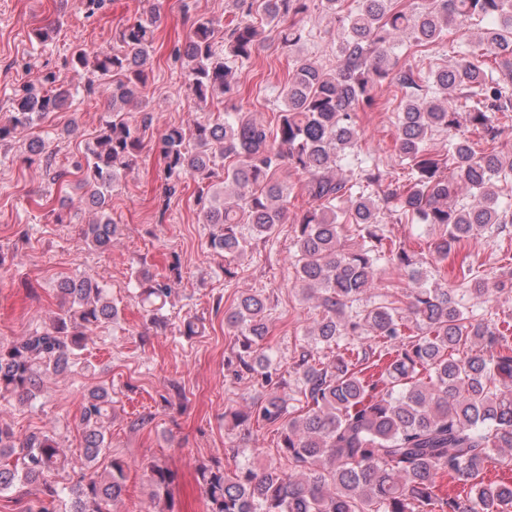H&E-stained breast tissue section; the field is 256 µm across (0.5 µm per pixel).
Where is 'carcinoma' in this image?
Segmentation results:
<instances>
[{
	"mask_svg": "<svg viewBox=\"0 0 512 512\" xmlns=\"http://www.w3.org/2000/svg\"><path fill=\"white\" fill-rule=\"evenodd\" d=\"M233 2L238 19L224 34V47L214 39L220 22L203 17L177 56L196 102L206 106L221 99L225 112L222 123L170 126L161 134L157 150L165 161L167 192H176L188 177L201 184L197 205L215 229L210 247L224 255V277L231 279L235 270L228 261L244 256L253 240L274 242L277 226L284 223L289 187L279 179L281 168L307 175L312 205L296 221L297 279L321 317L309 331L314 345L301 347L294 361L307 410L293 416L288 382L269 370L262 346L268 334L265 300L246 293L224 311V322L234 331V358L228 364L238 376H260L271 389L260 405L228 416L237 427L254 421L275 428L277 452L288 460V471L272 464L258 470L238 463L231 471L219 463L201 466L207 512H507L512 476L492 479L487 471L491 464L512 471V338L459 307L447 288L429 278L415 252L401 246L386 251L383 240L391 216L438 225L444 233L433 252L445 260L476 232L512 223L493 191L496 182H512V152L493 147L478 153L470 140L478 132L494 141L490 113L512 112V0H428L420 11L412 0H352L347 6L345 0ZM314 9L340 31L333 68L293 54L316 37L300 23ZM473 18L487 23L481 44L494 64L471 51L449 67L400 62L403 44H439L449 27ZM161 23L155 7L120 31L112 51L92 60L75 52L74 70L112 80V118L72 169H54L52 156L44 155L52 181L73 174L75 187L86 190L96 218L84 234L100 250L111 247L117 235L106 213L108 201L142 148L127 109L146 86L144 65ZM271 32L292 54L272 129L236 105L239 70ZM383 83L402 93L392 144L409 169L401 188L376 162L362 159L349 175L338 167L359 146L358 113L375 107V90ZM456 91L464 102L455 100ZM69 96L61 84L45 91L22 86L9 123L0 124V142L62 109ZM437 132L449 135L443 154L428 149ZM227 158L235 163L224 170L221 188L217 169ZM450 165L453 182L442 175ZM460 189L468 190L471 203L458 202ZM345 224L364 231L360 247L344 248ZM245 225L248 237L242 233ZM380 262L404 269L415 283L408 306L414 334L406 333L394 302L362 303V296L376 288ZM461 271L469 293L492 292L472 268L463 265ZM179 276L176 263L167 277L135 271L138 297L161 329L169 326L162 310ZM57 291L61 305L50 327L0 344L1 401H31L43 379L65 370L94 330L117 315L104 288L89 275L67 278ZM204 331V319L195 315L178 324L186 338ZM371 337L385 340V346L340 349L342 341ZM111 409L107 388L89 390L79 418L87 465L72 473L54 436L41 431L21 436L0 424V456L15 458L12 465H0V493L35 486V498L23 512H56L65 499L69 512H109L126 482L121 461L112 460L102 471L97 467ZM444 475L462 485V492L443 493L438 478ZM171 480L165 465L150 463L154 499H161Z\"/></svg>",
	"mask_w": 512,
	"mask_h": 512,
	"instance_id": "1",
	"label": "carcinoma"
}]
</instances>
